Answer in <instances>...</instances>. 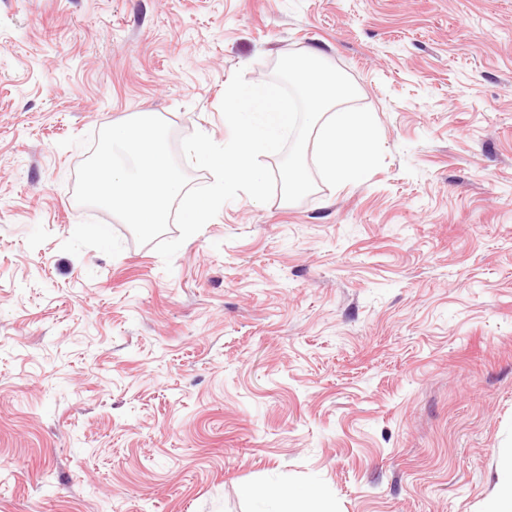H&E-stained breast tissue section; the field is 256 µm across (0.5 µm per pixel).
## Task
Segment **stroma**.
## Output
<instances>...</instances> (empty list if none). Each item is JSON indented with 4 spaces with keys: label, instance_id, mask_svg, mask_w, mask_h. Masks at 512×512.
<instances>
[{
    "label": "stroma",
    "instance_id": "35a3bbf8",
    "mask_svg": "<svg viewBox=\"0 0 512 512\" xmlns=\"http://www.w3.org/2000/svg\"><path fill=\"white\" fill-rule=\"evenodd\" d=\"M311 49L366 179L239 195L168 265L76 203L61 140L224 143L235 71ZM511 454L512 0H0V512H481Z\"/></svg>",
    "mask_w": 512,
    "mask_h": 512
}]
</instances>
